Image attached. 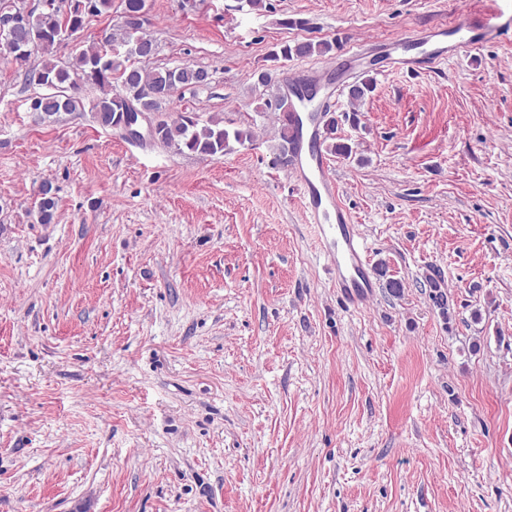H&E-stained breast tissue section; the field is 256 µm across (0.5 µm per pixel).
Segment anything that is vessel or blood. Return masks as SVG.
I'll list each match as a JSON object with an SVG mask.
<instances>
[{
  "instance_id": "1",
  "label": "vessel or blood",
  "mask_w": 512,
  "mask_h": 512,
  "mask_svg": "<svg viewBox=\"0 0 512 512\" xmlns=\"http://www.w3.org/2000/svg\"><path fill=\"white\" fill-rule=\"evenodd\" d=\"M502 26L497 13L476 20H463L450 28V39L435 49L414 35L401 41V51L392 59L396 69L432 68L441 61L478 51L494 38ZM420 45L423 57L412 56L410 47ZM295 131L296 153L291 174L303 190V201L312 223L324 242V253L336 273V285L352 305H360L373 295L376 284L366 263L367 249L349 212L344 208L339 185L321 146V123L310 109L289 113Z\"/></svg>"
}]
</instances>
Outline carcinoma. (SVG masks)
Listing matches in <instances>:
<instances>
[{"label":"carcinoma","mask_w":512,"mask_h":512,"mask_svg":"<svg viewBox=\"0 0 512 512\" xmlns=\"http://www.w3.org/2000/svg\"><path fill=\"white\" fill-rule=\"evenodd\" d=\"M68 13L53 8H42L32 13L19 32L9 35L0 32V53L11 58L19 66L27 64L31 56H22L20 51L28 48L31 52L43 54L40 65L26 70L27 80L45 89L36 96L33 112L41 120H55L63 113L80 112L84 109L81 97L86 86L100 90L97 99L95 119L109 127L115 122L116 112L129 101H140L147 89L155 91L148 107L153 112H163V105L171 100L180 88H198L208 84L209 74L203 69L181 67L176 69L147 70L135 65L133 60H147L152 57L150 36L142 31V25L125 24L122 32L109 35L99 43L81 50L74 59L59 64L52 59L54 47L84 28L88 16H99L112 9V0H67ZM337 43L322 41H301L284 43L272 51L274 59L290 60L311 55L324 56L336 50ZM374 91V83L365 79L348 90L349 101L360 106ZM301 99L286 100L277 93L265 106L282 117L278 127L276 149L282 165H288V157L294 151V135L288 125V113L297 110ZM325 140L328 149L348 157L352 149L346 144L333 142L336 133V118L324 120ZM153 136L158 141L181 153L188 151L202 156H222L230 150V142L243 143L252 137V131L234 128L224 124V118L214 115L206 119L195 112H183L172 121L163 117L155 127ZM38 221L51 224L55 220L57 199L50 184L45 183L39 191ZM431 288L429 299L441 314L450 311L448 295L443 288L444 277L439 268L433 267L426 278Z\"/></svg>","instance_id":"cac0c4a2"}]
</instances>
